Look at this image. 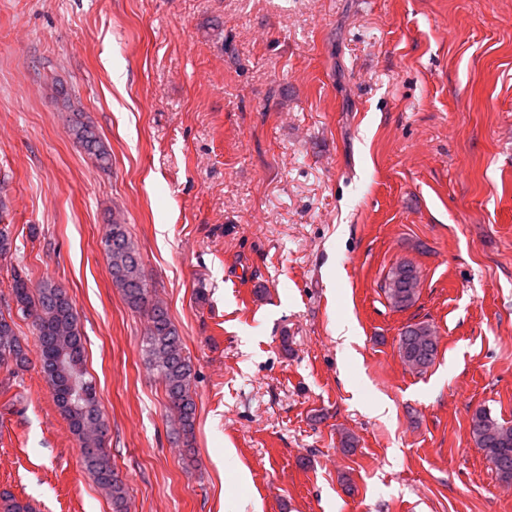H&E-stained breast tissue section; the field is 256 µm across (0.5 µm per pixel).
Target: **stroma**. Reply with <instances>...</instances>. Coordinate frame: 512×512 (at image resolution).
I'll use <instances>...</instances> for the list:
<instances>
[{"label": "stroma", "instance_id": "stroma-1", "mask_svg": "<svg viewBox=\"0 0 512 512\" xmlns=\"http://www.w3.org/2000/svg\"><path fill=\"white\" fill-rule=\"evenodd\" d=\"M115 218L197 372L189 453L112 284ZM0 222V307L17 270L76 306L129 512H512L469 432L479 406L512 424V0H0ZM29 358L0 368V492L112 512ZM56 98L62 100L70 109V134L85 155L100 169L111 167V154L105 146L96 126L85 116L80 101L62 85L54 87ZM419 282L417 267L410 262H400L389 271L383 290L394 308L404 310L415 303ZM398 349L405 364L418 372L424 371L435 362L437 356L436 333L429 324L407 325L400 333Z\"/></svg>", "mask_w": 512, "mask_h": 512}]
</instances>
